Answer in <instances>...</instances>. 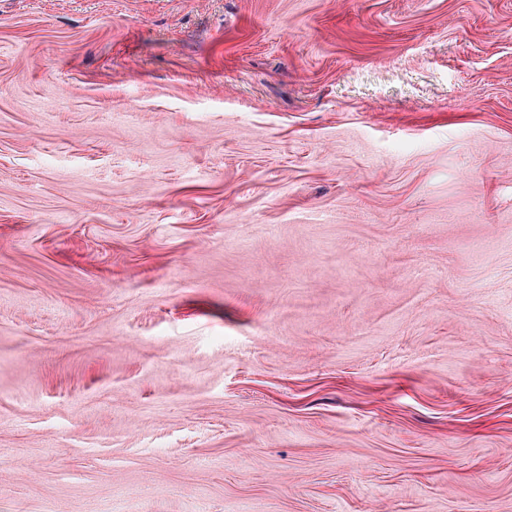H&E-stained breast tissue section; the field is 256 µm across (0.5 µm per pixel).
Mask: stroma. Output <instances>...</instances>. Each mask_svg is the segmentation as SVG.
<instances>
[{
    "label": "stroma",
    "mask_w": 512,
    "mask_h": 512,
    "mask_svg": "<svg viewBox=\"0 0 512 512\" xmlns=\"http://www.w3.org/2000/svg\"><path fill=\"white\" fill-rule=\"evenodd\" d=\"M0 512H512V0H0Z\"/></svg>",
    "instance_id": "stroma-1"
}]
</instances>
